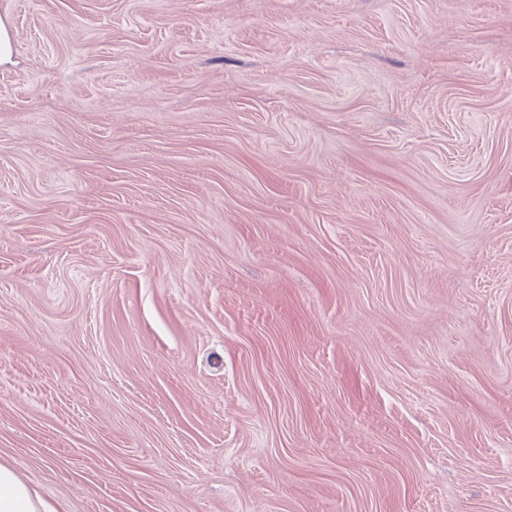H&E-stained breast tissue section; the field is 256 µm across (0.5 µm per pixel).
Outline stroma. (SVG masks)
Listing matches in <instances>:
<instances>
[{
	"instance_id": "35a3bbf8",
	"label": "stroma",
	"mask_w": 512,
	"mask_h": 512,
	"mask_svg": "<svg viewBox=\"0 0 512 512\" xmlns=\"http://www.w3.org/2000/svg\"><path fill=\"white\" fill-rule=\"evenodd\" d=\"M0 21V464L65 512H512V0Z\"/></svg>"
}]
</instances>
